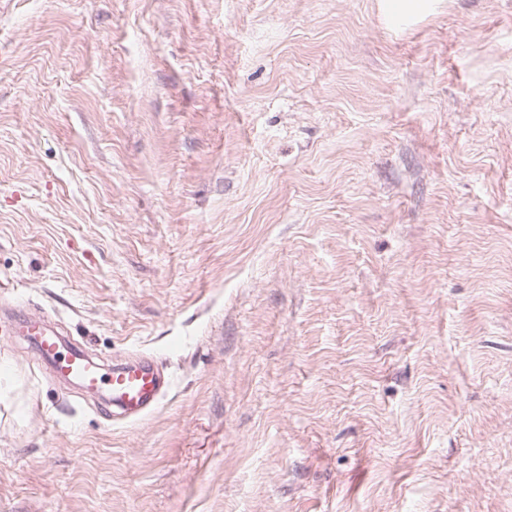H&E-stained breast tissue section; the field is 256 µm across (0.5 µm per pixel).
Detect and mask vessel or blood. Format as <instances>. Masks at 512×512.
I'll return each instance as SVG.
<instances>
[{"label":"vessel or blood","mask_w":512,"mask_h":512,"mask_svg":"<svg viewBox=\"0 0 512 512\" xmlns=\"http://www.w3.org/2000/svg\"><path fill=\"white\" fill-rule=\"evenodd\" d=\"M14 335L23 337L35 351L41 367L61 378L76 381L82 395L109 394L112 418L136 422L155 410L172 388L170 377L153 357L113 361L110 372L91 360L83 348L64 346L43 317L23 309L12 313Z\"/></svg>","instance_id":"1"}]
</instances>
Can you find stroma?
<instances>
[{
	"mask_svg": "<svg viewBox=\"0 0 512 512\" xmlns=\"http://www.w3.org/2000/svg\"><path fill=\"white\" fill-rule=\"evenodd\" d=\"M9 0L0 512H512V0ZM14 336H23L35 351L40 366L63 379L76 381L81 395L109 394V416L136 422L155 410L172 388L170 377L156 360L147 355L112 361V370L104 373L77 345L65 347L59 335L47 326L43 317L24 309L12 312Z\"/></svg>",
	"mask_w": 512,
	"mask_h": 512,
	"instance_id": "35a3bbf8",
	"label": "stroma"
}]
</instances>
